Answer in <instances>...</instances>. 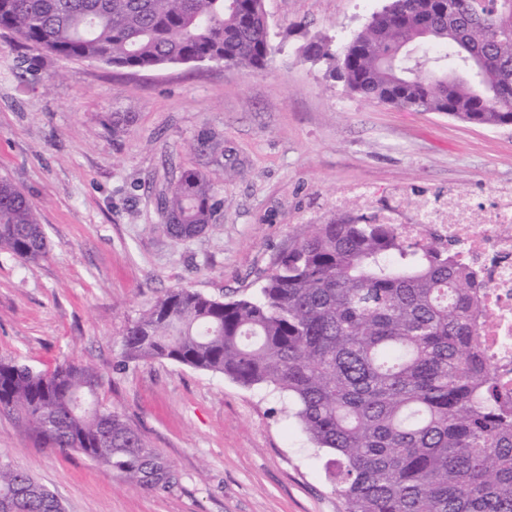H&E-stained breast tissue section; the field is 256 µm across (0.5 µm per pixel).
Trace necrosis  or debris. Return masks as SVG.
<instances>
[{
  "label": "necrosis or debris",
  "instance_id": "obj_1",
  "mask_svg": "<svg viewBox=\"0 0 512 512\" xmlns=\"http://www.w3.org/2000/svg\"><path fill=\"white\" fill-rule=\"evenodd\" d=\"M429 229L448 238L461 263L482 283L489 319L481 328V350L512 404V192L489 205L467 192H452L442 204L419 207L402 226L404 237L419 243Z\"/></svg>",
  "mask_w": 512,
  "mask_h": 512
}]
</instances>
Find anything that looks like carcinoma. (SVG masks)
Instances as JSON below:
<instances>
[{
    "label": "carcinoma",
    "mask_w": 512,
    "mask_h": 512,
    "mask_svg": "<svg viewBox=\"0 0 512 512\" xmlns=\"http://www.w3.org/2000/svg\"><path fill=\"white\" fill-rule=\"evenodd\" d=\"M0 28L63 58L149 70L189 57L259 69L276 47L263 0H0ZM333 61L361 97L408 112L448 109L512 125V0H395ZM472 54L485 69L475 72ZM213 185L187 171L162 199L164 231L205 232ZM0 251L46 257L34 205L0 181ZM479 285L448 241L422 246L397 224L352 213L308 224L250 294L174 288L133 321L122 365L167 360L288 399L331 455L344 512H512V408L481 355ZM101 375L0 357V411L41 448L73 450L134 485L164 491L169 463L99 399ZM0 512H63L26 472L0 463Z\"/></svg>",
    "instance_id": "cac0c4a2"
}]
</instances>
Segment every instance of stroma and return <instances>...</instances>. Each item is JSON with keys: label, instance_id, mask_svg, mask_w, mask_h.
Returning a JSON list of instances; mask_svg holds the SVG:
<instances>
[{"label": "stroma", "instance_id": "1", "mask_svg": "<svg viewBox=\"0 0 512 512\" xmlns=\"http://www.w3.org/2000/svg\"><path fill=\"white\" fill-rule=\"evenodd\" d=\"M382 0H264L279 52L252 71L213 63L143 71L63 59L0 29V180L32 201L49 251L0 252V356L44 370L95 368L100 397L173 466L166 491L132 485L83 455L38 447L0 413V462L64 512H344L282 399L169 361L120 369L123 335L167 290L212 297L258 288L336 196L367 185L379 205L512 188V128L407 112L350 92L305 47L338 52ZM128 116L120 133L113 115ZM221 141L223 152L205 150ZM189 170L214 187L215 220L176 240L162 189Z\"/></svg>", "mask_w": 512, "mask_h": 512}]
</instances>
